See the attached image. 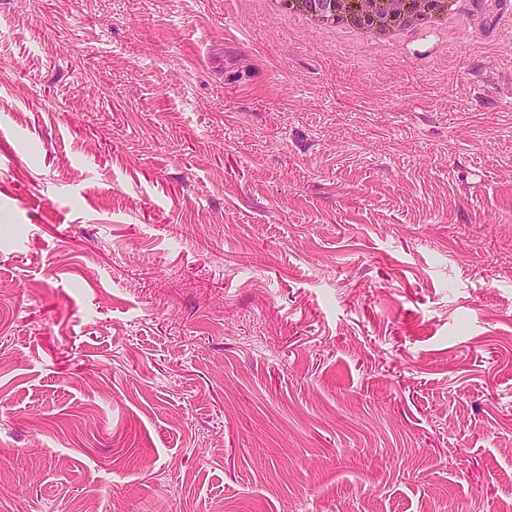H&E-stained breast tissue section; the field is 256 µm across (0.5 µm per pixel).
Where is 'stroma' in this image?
Instances as JSON below:
<instances>
[{
    "instance_id": "35a3bbf8",
    "label": "stroma",
    "mask_w": 512,
    "mask_h": 512,
    "mask_svg": "<svg viewBox=\"0 0 512 512\" xmlns=\"http://www.w3.org/2000/svg\"><path fill=\"white\" fill-rule=\"evenodd\" d=\"M0 0V512H500L512 0ZM275 2L287 5L290 13H293L304 20H314L315 18H318L324 21H334L336 15L339 14L337 4L340 2L338 0ZM360 8L368 20L396 21L401 17L405 0H360Z\"/></svg>"
}]
</instances>
